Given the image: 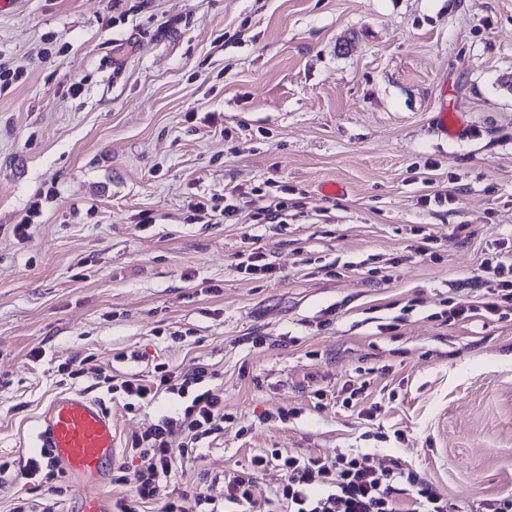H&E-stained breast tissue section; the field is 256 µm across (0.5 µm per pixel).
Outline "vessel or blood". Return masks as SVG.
Segmentation results:
<instances>
[{
    "label": "vessel or blood",
    "mask_w": 512,
    "mask_h": 512,
    "mask_svg": "<svg viewBox=\"0 0 512 512\" xmlns=\"http://www.w3.org/2000/svg\"><path fill=\"white\" fill-rule=\"evenodd\" d=\"M36 430L39 448L75 480L78 512H109L103 488L117 458L111 413L73 391L49 404Z\"/></svg>",
    "instance_id": "1"
}]
</instances>
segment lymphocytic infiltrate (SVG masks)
<instances>
[{
	"instance_id": "1",
	"label": "lymphocytic infiltrate",
	"mask_w": 512,
	"mask_h": 512,
	"mask_svg": "<svg viewBox=\"0 0 512 512\" xmlns=\"http://www.w3.org/2000/svg\"><path fill=\"white\" fill-rule=\"evenodd\" d=\"M511 250L512 244L505 241L489 248L481 262L486 275L481 301L453 303L448 310L450 320L512 314V260L507 257ZM68 376L93 380L96 387L112 395L122 394L129 410L149 405L163 393L186 401L181 415L165 418L126 440L123 453L137 465H120L112 480L134 483L136 494L113 500L112 512H140L142 504L155 499L160 482L171 473L175 462L194 457L209 438L223 431L228 419L223 398L204 385L210 372L202 364L177 370L158 363L148 378L119 380L86 357L74 362ZM178 433L183 440L175 448L171 438ZM271 468L284 476L278 498L288 512H400L398 484L402 481L414 488L411 512H448L447 499L401 467L376 468L369 465L367 456L352 453L304 458L279 448L254 455L248 467L226 474L223 497L203 491L196 494L195 501L203 512H224L229 504L235 512H266L255 478Z\"/></svg>"
}]
</instances>
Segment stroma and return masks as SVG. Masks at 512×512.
Instances as JSON below:
<instances>
[{"mask_svg":"<svg viewBox=\"0 0 512 512\" xmlns=\"http://www.w3.org/2000/svg\"><path fill=\"white\" fill-rule=\"evenodd\" d=\"M16 68L0 88L1 458L30 457L69 359L120 379L203 363L231 420L161 487L187 512L268 448L400 464L452 512L512 497V316L443 317L512 239V0H0V70ZM444 104L461 135L435 132ZM200 201L241 220L195 219ZM249 236L270 277L239 269ZM77 387L122 441L186 406L130 412Z\"/></svg>","mask_w":512,"mask_h":512,"instance_id":"obj_1","label":"stroma"}]
</instances>
